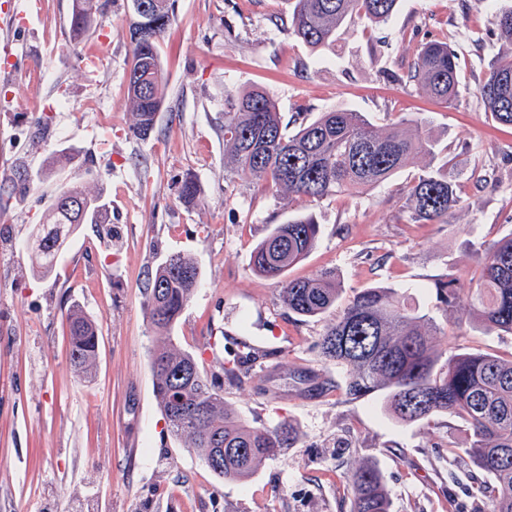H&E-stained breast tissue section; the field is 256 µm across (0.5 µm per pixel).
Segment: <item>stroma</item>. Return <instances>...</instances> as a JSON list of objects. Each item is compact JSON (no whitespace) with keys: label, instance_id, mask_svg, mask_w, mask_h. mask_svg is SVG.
<instances>
[{"label":"stroma","instance_id":"1","mask_svg":"<svg viewBox=\"0 0 512 512\" xmlns=\"http://www.w3.org/2000/svg\"><path fill=\"white\" fill-rule=\"evenodd\" d=\"M0 54V512H348L350 464L377 467L393 512H487L481 473L452 465L449 446L470 435L460 418L401 423L376 396L345 391L344 367L323 364L327 318L290 313L275 281L251 267L256 245L278 224L313 215L311 253L288 271L335 270L343 299L392 285L437 327V349L512 356V335L477 331L465 301L447 308L436 283L478 278L475 245L512 232V127L485 112L478 95L503 45L492 24L504 0H401L387 22L351 24L335 51L302 44L286 21L288 0H174L160 42L167 80L156 132L129 130L126 76L133 65L127 0H99L88 37H68L72 0H40ZM440 40L461 58L460 97L432 100L406 73L420 44ZM258 87L288 130L320 113H365L380 132L419 116L447 163L461 202L444 224H415L406 190L431 160L420 157L388 181L323 200L276 195L228 179L224 114L229 94ZM75 162L44 180L13 185L17 168L40 173L54 151ZM198 196L182 200L185 177ZM102 190L112 235L84 224L46 276L26 274L20 244L40 223L56 188ZM192 256L201 285L175 325L225 403L254 426L291 422L298 441L255 475L215 477L196 449L172 436L155 398L149 351L156 345L143 286L168 254ZM80 306L96 323L91 373L68 356L66 316ZM246 342L256 359L240 380L222 369Z\"/></svg>","mask_w":512,"mask_h":512}]
</instances>
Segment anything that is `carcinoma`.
Here are the masks:
<instances>
[{"label": "carcinoma", "instance_id": "cac0c4a2", "mask_svg": "<svg viewBox=\"0 0 512 512\" xmlns=\"http://www.w3.org/2000/svg\"><path fill=\"white\" fill-rule=\"evenodd\" d=\"M399 0H295L293 34L314 50L332 51L339 29L348 22L387 21ZM146 35L133 45V66L126 78L130 131L146 140L154 133L164 96L159 43L174 21L170 0H145ZM97 0H72L69 39L77 44L90 31ZM500 38L512 44V6L493 19ZM460 62L447 43L430 41L415 53L408 81L446 104L459 97ZM485 111L512 125V54L501 55L479 85ZM224 154L230 172L266 185L274 193L324 199L359 193L378 185L419 156L435 154L425 122L409 119L386 134L362 113L336 108L289 134L272 99L259 90L234 95L224 113ZM64 198L90 205L67 209ZM460 196L445 166L425 170L407 189L414 222L448 223ZM108 203L101 193L68 183L59 187L32 240L22 244L28 271L46 275L56 266L68 237L82 224H107ZM319 225L300 216L277 225L255 247L253 270L280 285V298L301 317L336 309L343 288L334 270L312 278L289 279L290 268L315 247ZM477 282L455 277L437 284V295L452 308L468 302L467 319L484 333L512 335V233L480 252ZM200 285L194 259L172 253L157 266L145 288V306L159 344L150 352L154 395L169 431L198 451L219 478L245 481L260 463L296 443L293 425L256 427L239 419L224 395L208 380L189 352L177 349L169 332ZM69 357L89 373L98 350L96 323L78 307L67 314ZM432 319L409 302L401 289L366 288L355 293L327 325L319 341L321 359L349 371L347 393L375 394L384 411L405 423L436 414L455 416L469 426L470 442L448 448V457L481 472L476 495L489 512H512V356L439 351L429 340ZM349 512H392V501L377 468L354 464L346 473Z\"/></svg>", "mask_w": 512, "mask_h": 512}]
</instances>
